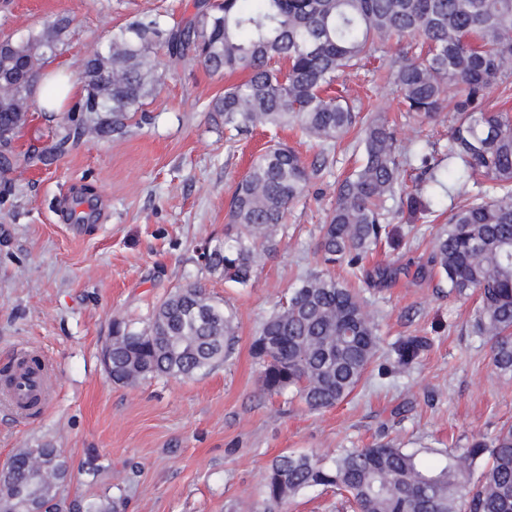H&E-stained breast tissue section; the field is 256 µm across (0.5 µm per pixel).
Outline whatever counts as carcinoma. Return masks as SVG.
Returning <instances> with one entry per match:
<instances>
[{
    "mask_svg": "<svg viewBox=\"0 0 512 512\" xmlns=\"http://www.w3.org/2000/svg\"><path fill=\"white\" fill-rule=\"evenodd\" d=\"M69 34L70 20L61 18L24 39L3 40L1 157L29 119L42 64ZM403 38L406 43L393 47ZM160 44L180 59L246 74L213 102L225 126L290 125L322 147L310 165L282 143L253 159L230 201V232L203 245L209 269L248 285L258 251L276 248L290 208L333 163L332 143L356 129L362 163L337 183L318 243L323 263L359 270L389 237L392 220L431 223L438 218L439 194L471 187L467 202L452 209L437 231L432 263L452 293L478 294L474 333L490 342L494 369L512 375V118L486 104L512 76V0H220L198 4L177 30L157 18L134 22L83 63V94L74 111L94 113L97 121L75 125L74 138L126 130L130 113L160 83ZM379 53L388 57L389 79L408 116L436 123L454 113L443 157H420L429 193L403 180L411 149H402L387 119L363 116L354 101L329 93L347 71ZM232 322L201 287L178 288L141 330L112 320L108 374L126 385L148 377L191 378L224 362L233 345ZM425 347L423 337L412 336L396 343L393 353L408 365ZM378 350L369 304L322 271L301 280L251 345L264 366V389L293 392L312 410L348 398ZM484 458L474 484L472 470ZM69 480L61 449L21 448L0 477V512H120L119 496L86 502L64 495ZM318 487L346 494L356 512H512V425L489 443L475 438L439 459L388 442L322 455L282 454L267 468L263 508L281 512L289 499Z\"/></svg>",
    "mask_w": 512,
    "mask_h": 512,
    "instance_id": "carcinoma-1",
    "label": "carcinoma"
}]
</instances>
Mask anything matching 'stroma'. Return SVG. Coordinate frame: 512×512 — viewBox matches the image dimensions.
Masks as SVG:
<instances>
[{
  "instance_id": "obj_1",
  "label": "stroma",
  "mask_w": 512,
  "mask_h": 512,
  "mask_svg": "<svg viewBox=\"0 0 512 512\" xmlns=\"http://www.w3.org/2000/svg\"><path fill=\"white\" fill-rule=\"evenodd\" d=\"M197 0H0V37L18 38L57 18L71 34L44 67L77 75L94 48L136 20L183 24ZM161 76L126 134L89 136L58 149L68 119L34 108L0 169V367L17 347L57 368L50 405L24 421L0 409V466L19 449H64L70 493L122 495L124 512H254L270 462L285 453L364 448L392 440L435 458L512 424V376L491 364L472 332L476 297L450 294L430 263L438 223H395L365 268L395 277L361 286L377 311L380 350L344 401L312 411L299 398L263 390L251 354L261 324L308 272L322 270L317 243L336 184L359 157L354 135L335 147L289 211L278 250L262 256L252 285L225 281L198 258L224 238L229 203L253 156L269 141L307 161L320 152L295 129L256 127L230 135L211 102L242 74L156 53ZM350 96L379 112L400 143L448 142V123L400 116V94L376 64L347 73ZM197 284L234 316V346L222 365L186 380L112 382L100 360L113 317L147 326L175 289ZM428 340L416 363L400 366L391 347Z\"/></svg>"
}]
</instances>
